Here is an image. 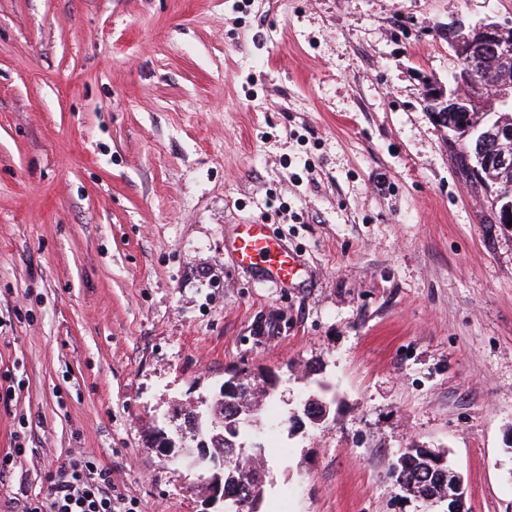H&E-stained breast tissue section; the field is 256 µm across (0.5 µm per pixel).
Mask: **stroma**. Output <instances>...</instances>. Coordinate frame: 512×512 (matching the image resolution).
Here are the masks:
<instances>
[{"label":"stroma","mask_w":512,"mask_h":512,"mask_svg":"<svg viewBox=\"0 0 512 512\" xmlns=\"http://www.w3.org/2000/svg\"><path fill=\"white\" fill-rule=\"evenodd\" d=\"M488 17L512 0H0V512L83 449L137 512H224L150 435L241 370L281 378L260 512H427L408 448L512 512V228L423 103ZM242 224L306 278L241 266Z\"/></svg>","instance_id":"1"}]
</instances>
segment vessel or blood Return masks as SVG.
<instances>
[{
  "mask_svg": "<svg viewBox=\"0 0 512 512\" xmlns=\"http://www.w3.org/2000/svg\"><path fill=\"white\" fill-rule=\"evenodd\" d=\"M234 250L239 263L258 272L262 280L286 283L301 276L299 260L268 225H240Z\"/></svg>",
  "mask_w": 512,
  "mask_h": 512,
  "instance_id": "obj_1",
  "label": "vessel or blood"
}]
</instances>
